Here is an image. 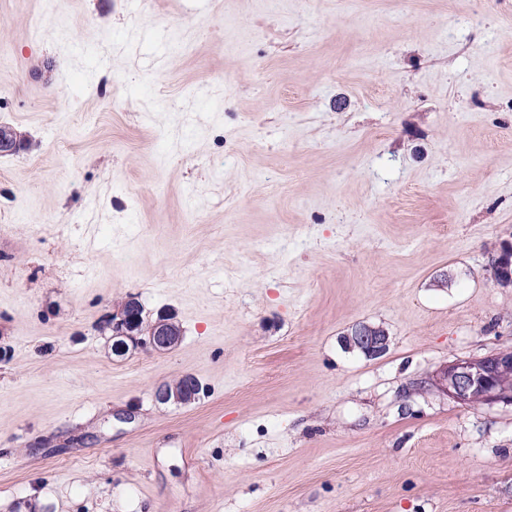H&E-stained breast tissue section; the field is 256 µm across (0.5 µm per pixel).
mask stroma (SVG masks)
<instances>
[{
  "label": "stroma",
  "instance_id": "35a3bbf8",
  "mask_svg": "<svg viewBox=\"0 0 512 512\" xmlns=\"http://www.w3.org/2000/svg\"><path fill=\"white\" fill-rule=\"evenodd\" d=\"M1 125L0 512H512V0H0ZM171 315H159L152 328L149 336L138 337L133 336L131 332L141 331V329H132L125 336L130 339L133 345L141 347H149L154 351H164L172 348L179 341V333ZM389 337L379 328L367 324L355 326L345 336V343L351 349H357L368 357H379L388 350ZM497 370L501 373L499 379ZM436 383L462 405L469 402L473 389L478 387L482 404H512V353L495 355L489 361L464 359L451 362L440 372ZM472 396L471 404L479 400V392H473ZM198 381L195 377L189 376L187 378V386H182L180 389L173 387L169 388L167 385L159 386L154 395L155 398L163 403L174 402L177 404H187L195 399V390H197Z\"/></svg>",
  "mask_w": 512,
  "mask_h": 512
}]
</instances>
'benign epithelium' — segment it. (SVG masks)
<instances>
[{
	"label": "benign epithelium",
	"mask_w": 512,
	"mask_h": 512,
	"mask_svg": "<svg viewBox=\"0 0 512 512\" xmlns=\"http://www.w3.org/2000/svg\"><path fill=\"white\" fill-rule=\"evenodd\" d=\"M141 303L129 299L127 309L113 322L115 326L132 327L139 319ZM132 344L149 347L154 351L172 348L179 341L178 329L170 315H160L152 325L146 337L129 336ZM389 337L379 328L367 324L355 326L345 336V343L351 349H357L368 357H379L388 350ZM437 385L458 403L469 402L473 389H481V402L484 404H512V353L506 352L493 356L490 360L464 359L451 362L436 379ZM198 381L187 378V385L181 388L158 387L155 398L163 403L187 404L195 399Z\"/></svg>",
	"instance_id": "1"
}]
</instances>
